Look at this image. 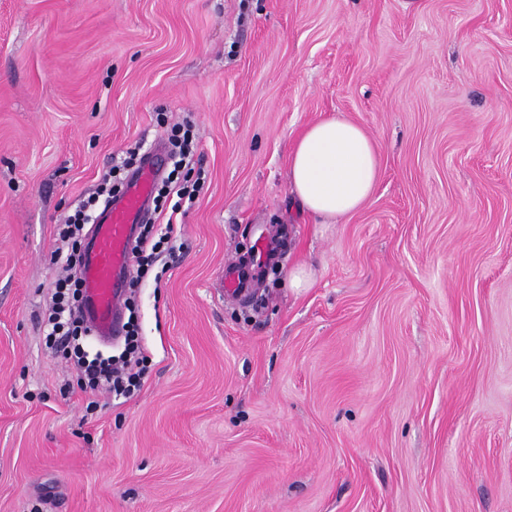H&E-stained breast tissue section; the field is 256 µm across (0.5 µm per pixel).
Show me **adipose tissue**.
<instances>
[{"mask_svg":"<svg viewBox=\"0 0 512 512\" xmlns=\"http://www.w3.org/2000/svg\"><path fill=\"white\" fill-rule=\"evenodd\" d=\"M379 172V152L369 133L330 117L306 126L296 139L288 181L301 211L329 224L365 205Z\"/></svg>","mask_w":512,"mask_h":512,"instance_id":"adipose-tissue-1","label":"adipose tissue"}]
</instances>
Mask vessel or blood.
Segmentation results:
<instances>
[{
    "mask_svg": "<svg viewBox=\"0 0 512 512\" xmlns=\"http://www.w3.org/2000/svg\"><path fill=\"white\" fill-rule=\"evenodd\" d=\"M163 162L160 155L148 157L94 226L84 259L83 295L87 321L95 339L104 340L120 333L133 227L144 218ZM251 291L246 270L226 264L225 296L244 299Z\"/></svg>",
    "mask_w": 512,
    "mask_h": 512,
    "instance_id": "b4317fda",
    "label": "vessel or blood"
}]
</instances>
